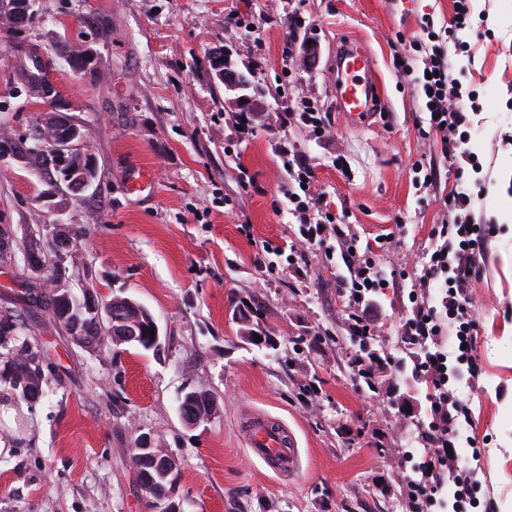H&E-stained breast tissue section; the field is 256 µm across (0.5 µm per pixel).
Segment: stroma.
Returning <instances> with one entry per match:
<instances>
[{"label":"stroma","mask_w":512,"mask_h":512,"mask_svg":"<svg viewBox=\"0 0 512 512\" xmlns=\"http://www.w3.org/2000/svg\"><path fill=\"white\" fill-rule=\"evenodd\" d=\"M297 11L305 26L292 34ZM30 12L34 25L0 23V139L20 141L49 108L20 84L23 49L82 45L95 55L91 68L78 74L60 58L51 81L99 169L76 196L49 188L29 156L0 155V225L21 243L81 226L70 288L140 303L162 349L79 347L45 306H25L26 268H0V311L20 310L45 373L24 429L0 417V512H159L131 461L143 434L177 462L171 500L180 512H415L407 484L424 452L428 402L400 349L401 326L418 258L441 221L439 198L457 179L420 135L417 89L393 58L413 55L425 23L444 34L454 0H30ZM236 14L253 29L235 27ZM457 37L465 48L451 56L454 72L480 107L467 127L482 172L465 177L484 180L473 219L494 227L468 290L482 373L458 384L470 413L457 465L474 485L467 512H512V263L503 261L512 254V0H472ZM347 38L368 46L379 74L372 126L336 108L331 64ZM218 50L263 105L245 137L211 68ZM305 98L328 114L330 136L289 121ZM293 157L313 167L315 189L346 212L361 242L396 236L378 253L390 285L370 310L373 346L391 359L376 389L355 381L359 346L336 240L291 262L264 251L298 241L285 195ZM430 168L437 181L426 188ZM141 169L152 186L135 192L129 179ZM247 326L269 344L247 341ZM201 387L216 412L186 424L179 399ZM402 395L416 402L413 416L399 412ZM255 412L291 434L292 471L247 454L241 429Z\"/></svg>","instance_id":"stroma-1"}]
</instances>
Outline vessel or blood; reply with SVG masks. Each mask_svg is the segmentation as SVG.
<instances>
[{
    "label": "vessel or blood",
    "mask_w": 512,
    "mask_h": 512,
    "mask_svg": "<svg viewBox=\"0 0 512 512\" xmlns=\"http://www.w3.org/2000/svg\"><path fill=\"white\" fill-rule=\"evenodd\" d=\"M332 66L339 111L355 124L366 123L377 103L370 52L358 42H341L336 48ZM243 439L249 453L273 472L284 473L295 468L297 452L294 442L277 421L262 415L247 418Z\"/></svg>",
    "instance_id": "1"
}]
</instances>
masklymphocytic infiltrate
Returning a JSON list of instances; mask_svg holds the SVG:
<instances>
[{
  "label": "lymphocytic infiltrate",
  "mask_w": 512,
  "mask_h": 512,
  "mask_svg": "<svg viewBox=\"0 0 512 512\" xmlns=\"http://www.w3.org/2000/svg\"><path fill=\"white\" fill-rule=\"evenodd\" d=\"M415 46L427 74L421 83L424 93L421 110L427 116L424 135L439 143L442 157L450 166L463 171L465 165L474 164L475 159L465 148L469 119L453 75L449 50L436 42L434 32L427 28L416 39ZM291 177L298 188L289 192L288 197L295 204L303 244L311 248L330 237L339 239L348 271L343 284L357 308L351 316L350 331L355 336L372 335L374 328L361 311L367 308L372 295L389 285L377 269L374 248L359 247L356 234L345 231L339 224L330 201L324 195L313 194L312 168L299 167ZM440 203L444 218L425 250L423 273L416 278L409 294L411 313L401 331L405 349L417 357V370L426 384L429 404V423L423 430L427 448L419 465L421 477L410 481L408 489L418 512H432L433 507L443 506L440 494L444 480L446 476H453L456 484L454 512H466L472 483L470 477L457 472L453 445L457 425L469 411L466 403L448 387L454 372L448 367L445 347L449 335H456L463 346L457 356L458 364L465 366L470 378L480 375V365L466 348L474 326L468 289L481 274L478 255L493 227L473 223L474 198L466 187L442 196ZM434 285L439 288L435 297L430 294Z\"/></svg>",
  "instance_id": "1"
}]
</instances>
